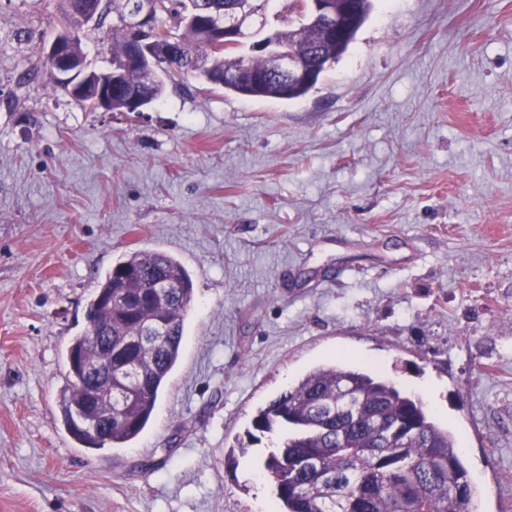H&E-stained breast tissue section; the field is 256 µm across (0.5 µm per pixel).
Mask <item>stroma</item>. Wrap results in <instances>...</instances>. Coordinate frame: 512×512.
Wrapping results in <instances>:
<instances>
[{"label":"stroma","mask_w":512,"mask_h":512,"mask_svg":"<svg viewBox=\"0 0 512 512\" xmlns=\"http://www.w3.org/2000/svg\"><path fill=\"white\" fill-rule=\"evenodd\" d=\"M60 0H0V512H262L258 410L344 359L422 399L474 512H512V0H373L297 100L199 77L143 112L51 89ZM193 281L152 421L88 448L59 401L99 280Z\"/></svg>","instance_id":"obj_1"}]
</instances>
